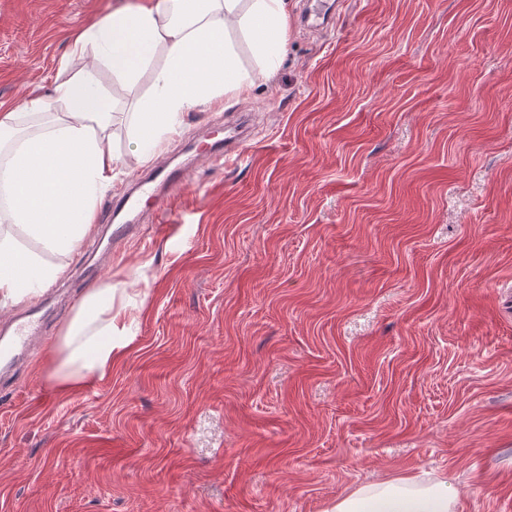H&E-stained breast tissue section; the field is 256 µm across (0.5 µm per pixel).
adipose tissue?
I'll return each instance as SVG.
<instances>
[{
  "label": "adipose tissue",
  "instance_id": "ef3b65f1",
  "mask_svg": "<svg viewBox=\"0 0 512 512\" xmlns=\"http://www.w3.org/2000/svg\"><path fill=\"white\" fill-rule=\"evenodd\" d=\"M288 34L286 0H200L177 16L176 0H138L80 30L73 49H92L121 83L149 74L150 86L133 114V154L153 161L163 136L178 133L185 112L224 94L249 93L238 41H246L266 71H274ZM161 66H154L156 56ZM53 98H27L0 107V196L8 221L0 225V307L35 300L66 273V256L91 231L95 204L120 173L122 156L110 140L113 104L89 71L70 72L61 59ZM41 115L39 132L19 130L21 114ZM35 248H28L27 240ZM111 283L91 289L67 325L52 378L60 389L104 378L130 344L132 320L114 307ZM458 493L447 477L411 474L357 488L328 512H456Z\"/></svg>",
  "mask_w": 512,
  "mask_h": 512
}]
</instances>
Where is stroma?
I'll list each match as a JSON object with an SVG mask.
<instances>
[{
	"label": "stroma",
	"mask_w": 512,
	"mask_h": 512,
	"mask_svg": "<svg viewBox=\"0 0 512 512\" xmlns=\"http://www.w3.org/2000/svg\"><path fill=\"white\" fill-rule=\"evenodd\" d=\"M128 0H0V104L59 61L124 85L72 33ZM248 94L185 113L189 164L101 281L136 338L103 379L49 383L89 234L37 302L44 350L0 387V512H326L364 484L447 475L457 512H512V0H347L289 26ZM249 116L241 154L205 134ZM344 1L309 0L305 14L301 17L300 26L304 30L327 27L335 18V11Z\"/></svg>",
	"instance_id": "stroma-1"
}]
</instances>
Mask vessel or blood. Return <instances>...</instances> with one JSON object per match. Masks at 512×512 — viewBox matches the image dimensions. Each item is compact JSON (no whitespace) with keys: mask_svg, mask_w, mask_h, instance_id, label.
I'll return each mask as SVG.
<instances>
[{"mask_svg":"<svg viewBox=\"0 0 512 512\" xmlns=\"http://www.w3.org/2000/svg\"><path fill=\"white\" fill-rule=\"evenodd\" d=\"M338 8L336 0H308L305 14L300 20L303 29L327 27L335 17ZM247 139L242 128H231L223 141L215 142L211 149L214 161H221L227 155L238 151ZM183 167L164 168L152 172L150 180H136L132 187L112 202L113 214H125L123 223L113 225L112 241L120 243L130 237L143 219L154 215L166 204L170 192L180 189L186 182ZM38 325L21 322L14 329L0 330V354L6 361L1 368L10 371L24 365L30 352L36 351L40 342Z\"/></svg>","mask_w":512,"mask_h":512,"instance_id":"1","label":"vessel or blood"}]
</instances>
